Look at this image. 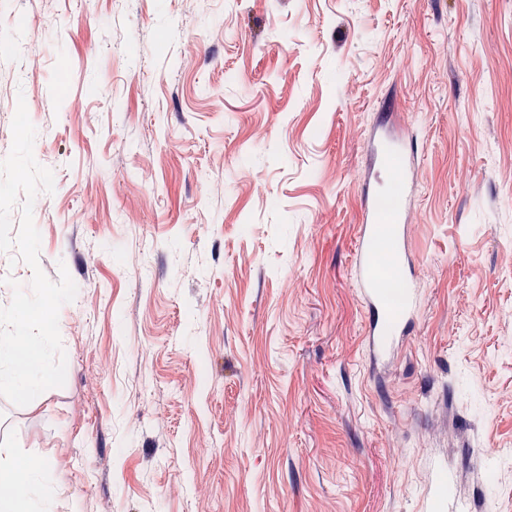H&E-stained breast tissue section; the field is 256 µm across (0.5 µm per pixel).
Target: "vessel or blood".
I'll return each mask as SVG.
<instances>
[{"label":"vessel or blood","mask_w":512,"mask_h":512,"mask_svg":"<svg viewBox=\"0 0 512 512\" xmlns=\"http://www.w3.org/2000/svg\"><path fill=\"white\" fill-rule=\"evenodd\" d=\"M373 172L361 191V227L354 273L368 315V348L374 360L394 358L415 323V259L407 246L414 187V152L379 126L369 136ZM399 285L390 300L387 274Z\"/></svg>","instance_id":"obj_1"}]
</instances>
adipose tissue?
<instances>
[{"mask_svg":"<svg viewBox=\"0 0 512 512\" xmlns=\"http://www.w3.org/2000/svg\"><path fill=\"white\" fill-rule=\"evenodd\" d=\"M0 484L10 485L13 495L0 503V512H55L52 472L42 463L17 465L15 453L0 444Z\"/></svg>","mask_w":512,"mask_h":512,"instance_id":"adipose-tissue-1","label":"adipose tissue"}]
</instances>
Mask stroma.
Here are the masks:
<instances>
[{
  "label": "stroma",
  "mask_w": 512,
  "mask_h": 512,
  "mask_svg": "<svg viewBox=\"0 0 512 512\" xmlns=\"http://www.w3.org/2000/svg\"><path fill=\"white\" fill-rule=\"evenodd\" d=\"M20 96L77 294L0 443L56 512H512V0H0V161ZM384 117L423 146L421 292L375 365Z\"/></svg>",
  "instance_id": "obj_1"
}]
</instances>
